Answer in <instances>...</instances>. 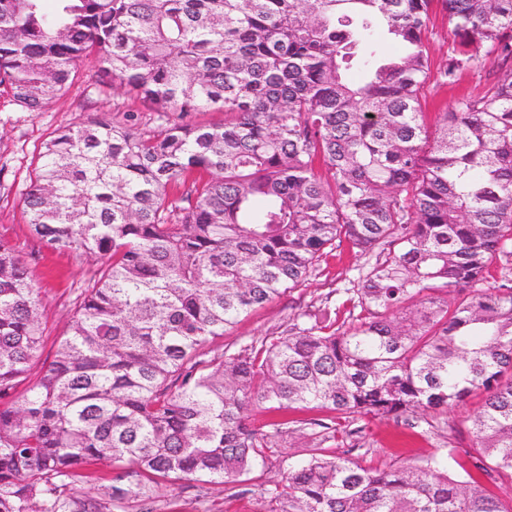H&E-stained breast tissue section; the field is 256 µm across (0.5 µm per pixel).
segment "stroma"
Wrapping results in <instances>:
<instances>
[{"instance_id": "35a3bbf8", "label": "stroma", "mask_w": 512, "mask_h": 512, "mask_svg": "<svg viewBox=\"0 0 512 512\" xmlns=\"http://www.w3.org/2000/svg\"><path fill=\"white\" fill-rule=\"evenodd\" d=\"M79 70V81L40 112L30 111L11 97L0 95V240L12 245L34 269L46 323L41 356L28 373L32 381L52 361L57 342L70 322L76 297L85 281L97 272L99 262L54 249L31 236L23 217V194L29 184L31 163L52 132L78 124L92 113L107 111L117 120L128 111L143 116L148 113L140 100L121 91L103 94L96 82L93 61H83ZM502 71L500 61L491 59L483 67L462 74L456 86L429 84V122H436L439 109L457 94L480 92L487 79ZM374 261V256L360 255L348 244H341L323 256L318 271L305 283L251 312L224 338L216 340L213 350L222 351L226 344L233 342L261 343L280 335L302 312L326 303L337 304L343 289L351 287L360 269ZM479 404V398L475 397L443 413L414 414L398 420L368 416L364 419V430L349 437L343 447L350 457L370 467L390 462L398 451L411 463L422 464L430 457L445 456L470 446L467 417L476 412ZM282 474L281 463L273 458L233 485L200 482L193 488L167 486L146 507L148 512H200L205 505L212 512H260L258 485L280 480Z\"/></svg>"}]
</instances>
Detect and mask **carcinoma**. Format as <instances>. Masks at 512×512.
<instances>
[{"mask_svg":"<svg viewBox=\"0 0 512 512\" xmlns=\"http://www.w3.org/2000/svg\"><path fill=\"white\" fill-rule=\"evenodd\" d=\"M0 0V87L32 111L96 63L141 100L43 142L24 213L32 234L101 265L54 357L7 406L44 343L34 270L0 242V512H128L175 481L229 485L280 453L285 411L314 448L260 484L264 512H512V68L456 97L441 87L490 56L512 63V0ZM439 6L452 25L431 73ZM378 17L397 52L362 60ZM222 112L224 122L188 117ZM347 243L375 264L348 317L301 315L257 347L208 345L298 287ZM504 261V282L485 286ZM359 313H354V310ZM468 417L466 478L442 460L365 467L328 450L361 417L453 409ZM279 418L267 431L248 413ZM112 467L102 502L67 492ZM451 28L448 18L439 9L432 13L425 44L433 74L448 59V47L453 38Z\"/></svg>","mask_w":512,"mask_h":512,"instance_id":"cac0c4a2","label":"carcinoma"}]
</instances>
